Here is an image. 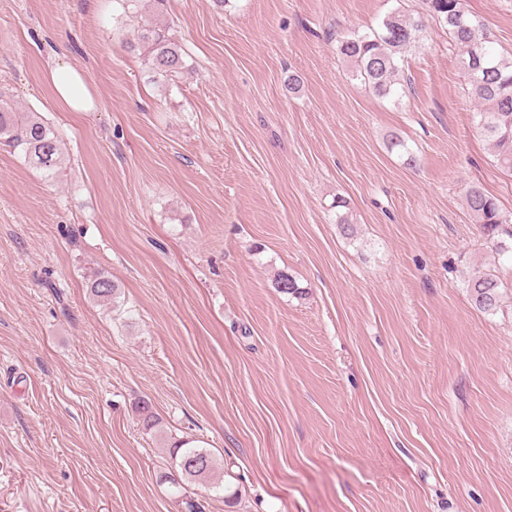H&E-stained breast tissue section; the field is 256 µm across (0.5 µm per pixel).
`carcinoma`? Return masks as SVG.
I'll return each instance as SVG.
<instances>
[{"label": "carcinoma", "instance_id": "obj_1", "mask_svg": "<svg viewBox=\"0 0 512 512\" xmlns=\"http://www.w3.org/2000/svg\"><path fill=\"white\" fill-rule=\"evenodd\" d=\"M423 4L457 48L468 94L477 105L481 133L501 170L512 175V60L499 56L486 25L469 12L466 0H423ZM422 30L421 20L394 11L382 19L378 28L342 37L338 51L351 63L353 76L375 95L400 96L406 93L400 62ZM134 47L143 52L153 82L172 81L192 71L181 43L152 21L139 22ZM0 145L23 156L47 177L57 174L64 164L60 140L48 123L32 111L18 115L10 103L1 99ZM465 202L496 253L506 254L502 238L512 239V220L505 218L496 199L482 188L471 186L466 190ZM466 284L476 307L486 312L496 309L500 284L494 276L475 273L467 277ZM118 290L119 285L105 272H97L91 280L90 293L99 302L112 303ZM170 455L180 476L169 483L178 492L186 483L210 479L217 470L212 454L190 440L174 443Z\"/></svg>", "mask_w": 512, "mask_h": 512}]
</instances>
